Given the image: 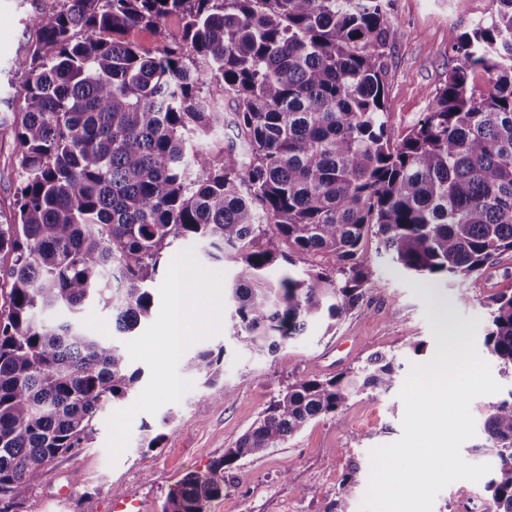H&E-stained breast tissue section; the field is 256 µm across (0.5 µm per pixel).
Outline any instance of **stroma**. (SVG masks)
I'll return each mask as SVG.
<instances>
[{
	"instance_id": "obj_1",
	"label": "stroma",
	"mask_w": 512,
	"mask_h": 512,
	"mask_svg": "<svg viewBox=\"0 0 512 512\" xmlns=\"http://www.w3.org/2000/svg\"><path fill=\"white\" fill-rule=\"evenodd\" d=\"M58 0H0V99L23 101L24 77L15 63L39 38L32 17L48 15ZM492 10L491 0H395L390 16L398 35L388 56L385 104L394 136L406 134L428 110L429 93L452 66L449 31H471ZM19 158L11 136L0 137V213L10 214L19 183ZM376 238L362 243L380 278L363 304L343 317L335 331L317 323L276 354H259L226 337L211 323L185 337L177 358L168 356L165 315L173 280L160 270L151 290L152 313L131 333L117 335L111 309L90 303L78 320L94 336L116 338L131 367L142 377L130 398L109 405L97 417L90 447L51 463L32 481L21 512H82L92 497L95 512H160L169 488L184 474L206 471L233 447L267 402L292 376L329 377L359 365L376 351L400 355L403 367L428 361L441 340L477 331L485 335L489 288L447 283L402 272L377 250ZM183 284L206 289L215 309L229 314L224 290L235 268L208 260L200 240L175 242ZM469 294L459 302V294ZM223 348L219 389L228 398L201 403L202 386L185 371L186 360L203 348ZM182 381L169 395L167 378ZM404 404L398 390L379 398L361 396L338 417H322L281 447L258 459L238 462L225 474L223 497L208 512H360L373 448L401 435ZM157 447L142 445L143 433Z\"/></svg>"
}]
</instances>
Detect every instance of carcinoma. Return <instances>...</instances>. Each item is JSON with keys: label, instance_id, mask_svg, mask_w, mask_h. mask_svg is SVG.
Masks as SVG:
<instances>
[{"label": "carcinoma", "instance_id": "carcinoma-1", "mask_svg": "<svg viewBox=\"0 0 512 512\" xmlns=\"http://www.w3.org/2000/svg\"><path fill=\"white\" fill-rule=\"evenodd\" d=\"M494 2L486 22L449 33L454 65L397 139L384 83L394 0H62L32 18L39 41L17 62L24 105L0 115L20 168L13 220L0 224L12 257L0 277V512L21 509L55 458L88 447L98 414L141 376L120 346L51 317L95 299L131 332L179 239L201 238L209 259L235 266L224 329L258 353L314 322L332 330L378 286L360 255L369 235L412 274L494 276L512 254V0ZM173 15L180 29L154 54L126 38ZM209 76L230 115L202 96ZM226 126L236 139L220 154L197 146ZM486 305L484 344L512 370V289ZM223 359L222 346L202 349L185 370L212 388ZM397 376L382 351L330 377L295 376L235 447L169 489L161 512H207L237 462ZM483 432L498 459L487 502L512 512V393L489 406Z\"/></svg>", "mask_w": 512, "mask_h": 512}]
</instances>
